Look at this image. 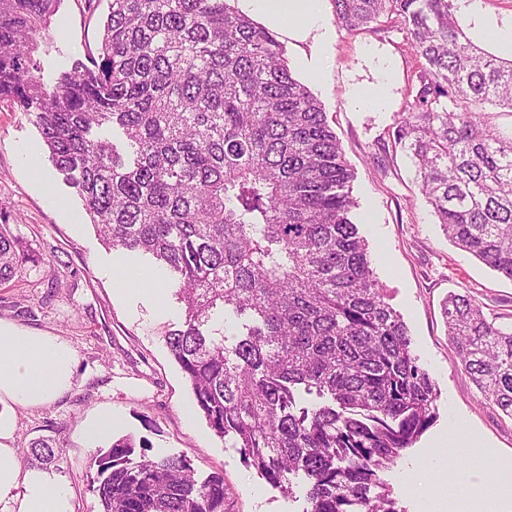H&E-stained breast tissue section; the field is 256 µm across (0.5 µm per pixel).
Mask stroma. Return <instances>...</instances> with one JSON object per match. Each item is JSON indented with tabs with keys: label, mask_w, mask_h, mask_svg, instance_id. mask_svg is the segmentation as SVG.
Returning <instances> with one entry per match:
<instances>
[{
	"label": "stroma",
	"mask_w": 512,
	"mask_h": 512,
	"mask_svg": "<svg viewBox=\"0 0 512 512\" xmlns=\"http://www.w3.org/2000/svg\"><path fill=\"white\" fill-rule=\"evenodd\" d=\"M476 2V13L462 15L465 33L482 48L512 59V50L497 41L499 33H512V0ZM108 4L61 0L49 26L33 33L35 74L45 88H54L62 73L98 60ZM322 12L318 28L278 27L274 33L342 145L354 172V221L367 242L371 267L439 391L432 425L385 472L384 486L402 512H458L472 493L465 476L494 483L501 472L512 474V419L472 385L448 341L441 305L448 294L469 293L490 312L512 313V281L448 241L420 192L411 160L391 146L415 65L402 32H347L335 22L333 0H324ZM382 84L387 98L381 105L356 106L355 94ZM27 153L33 163L24 162ZM0 224L37 256L21 276L0 286V318L63 337L77 352L73 391L45 406L17 409L13 442L22 451L39 438L54 439L55 457L42 470L70 487L71 512H98L88 486L89 465L98 449L126 436L136 446L134 459L183 455L200 480L223 472L232 512H302V477H292L288 493L269 485L196 408L165 342L184 322L171 273H164L158 292L120 285L124 270L151 266V259L101 241L75 189L49 159L33 115L6 97L0 99ZM29 307L37 309L36 318L26 316ZM105 411L117 421L112 436L90 442L84 427ZM457 422L471 443L495 456V469L485 470L474 454L444 451ZM442 451L444 464L423 471V462Z\"/></svg>",
	"instance_id": "stroma-1"
}]
</instances>
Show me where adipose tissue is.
Masks as SVG:
<instances>
[{"label":"adipose tissue","instance_id":"ef3b65f1","mask_svg":"<svg viewBox=\"0 0 512 512\" xmlns=\"http://www.w3.org/2000/svg\"><path fill=\"white\" fill-rule=\"evenodd\" d=\"M274 23L322 22L321 0H250ZM77 354L59 336L0 319V512H66L67 489L46 473L25 469L12 446L16 408L52 403L75 386Z\"/></svg>","mask_w":512,"mask_h":512}]
</instances>
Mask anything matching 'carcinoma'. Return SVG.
I'll list each match as a JSON object with an SVG mask.
<instances>
[{"label": "carcinoma", "mask_w": 512, "mask_h": 512, "mask_svg": "<svg viewBox=\"0 0 512 512\" xmlns=\"http://www.w3.org/2000/svg\"><path fill=\"white\" fill-rule=\"evenodd\" d=\"M58 0H0V98L25 110L102 240L177 275L167 348L211 429L269 484L310 483L306 512H400L381 474L435 417L438 391L351 219L353 174L275 35L230 0H109L100 62L45 90L31 34ZM349 33L381 19L417 59L392 132L448 241L512 280V59L475 45L458 0H334ZM490 104L498 112L484 111ZM118 128L124 150L93 129ZM28 256L0 229V285ZM230 308L234 344L205 330ZM481 397L512 419V323L470 294L443 303ZM326 402L296 414L294 390ZM95 457L99 512H231L224 476L182 455ZM55 455L42 439L28 460Z\"/></svg>", "instance_id": "1"}]
</instances>
